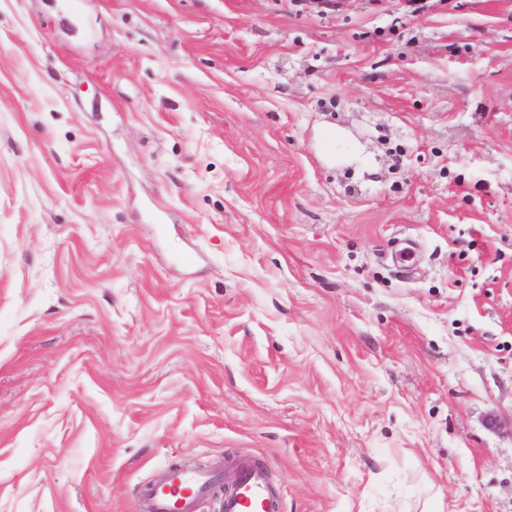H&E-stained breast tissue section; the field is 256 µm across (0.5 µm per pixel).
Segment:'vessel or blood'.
<instances>
[{
	"label": "vessel or blood",
	"instance_id": "vessel-or-blood-1",
	"mask_svg": "<svg viewBox=\"0 0 512 512\" xmlns=\"http://www.w3.org/2000/svg\"><path fill=\"white\" fill-rule=\"evenodd\" d=\"M213 477L199 470L168 468L161 484L141 498V512H199ZM231 489L224 495L222 512H264L274 498L266 465L240 459L232 465Z\"/></svg>",
	"mask_w": 512,
	"mask_h": 512
}]
</instances>
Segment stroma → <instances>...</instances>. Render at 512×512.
Returning <instances> with one entry per match:
<instances>
[{"instance_id": "stroma-1", "label": "stroma", "mask_w": 512, "mask_h": 512, "mask_svg": "<svg viewBox=\"0 0 512 512\" xmlns=\"http://www.w3.org/2000/svg\"><path fill=\"white\" fill-rule=\"evenodd\" d=\"M239 458L512 512V0H0V512Z\"/></svg>"}]
</instances>
